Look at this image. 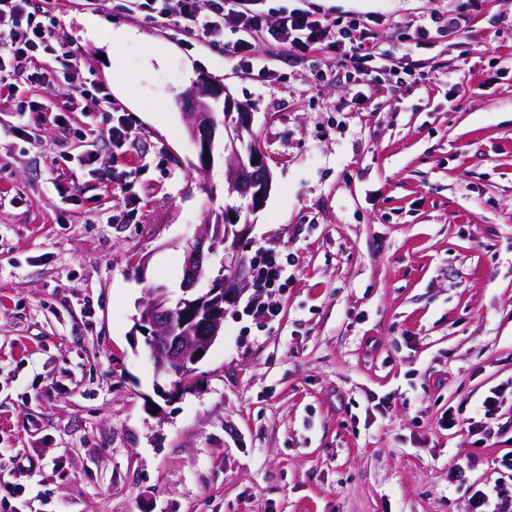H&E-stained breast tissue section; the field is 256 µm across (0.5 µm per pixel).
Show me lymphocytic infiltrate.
<instances>
[{
  "label": "lymphocytic infiltrate",
  "instance_id": "lymphocytic-infiltrate-1",
  "mask_svg": "<svg viewBox=\"0 0 512 512\" xmlns=\"http://www.w3.org/2000/svg\"><path fill=\"white\" fill-rule=\"evenodd\" d=\"M155 20L183 33L219 45L226 54L252 65V40L263 38L301 51L324 49L337 62L361 75L373 73L380 54L378 34L365 20L340 24L295 8L269 22L258 0H152ZM38 0H0V81L9 89L30 88L54 78H77L76 67L65 64L68 52L54 32L35 18ZM63 60L62 69H48L47 59Z\"/></svg>",
  "mask_w": 512,
  "mask_h": 512
}]
</instances>
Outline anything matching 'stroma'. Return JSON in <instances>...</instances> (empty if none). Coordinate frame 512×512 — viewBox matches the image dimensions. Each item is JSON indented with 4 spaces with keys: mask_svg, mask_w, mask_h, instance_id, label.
<instances>
[{
    "mask_svg": "<svg viewBox=\"0 0 512 512\" xmlns=\"http://www.w3.org/2000/svg\"><path fill=\"white\" fill-rule=\"evenodd\" d=\"M294 7L373 21L377 81L266 42L261 77L124 0H59L56 37L136 119L123 191L77 161L87 143L111 156L107 115L83 142L78 112L28 114L20 136L18 101L68 113L75 92L0 91V486L24 487L15 512H468L475 491L512 494V405L482 445L439 426L512 387V0H260ZM434 8L470 13L466 31L415 46ZM119 27L133 37L114 48ZM202 76L253 109L273 177L260 211L224 194L222 148L191 167L178 99ZM127 192L137 216L99 223ZM225 207L246 260L289 253L288 279L228 305L193 388L168 401L136 306L155 288L178 300L187 243ZM266 297L278 316L253 320Z\"/></svg>",
    "mask_w": 512,
    "mask_h": 512,
    "instance_id": "1",
    "label": "stroma"
}]
</instances>
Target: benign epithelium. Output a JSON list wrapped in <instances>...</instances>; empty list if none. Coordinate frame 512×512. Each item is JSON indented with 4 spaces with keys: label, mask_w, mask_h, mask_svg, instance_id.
<instances>
[{
    "label": "benign epithelium",
    "mask_w": 512,
    "mask_h": 512,
    "mask_svg": "<svg viewBox=\"0 0 512 512\" xmlns=\"http://www.w3.org/2000/svg\"><path fill=\"white\" fill-rule=\"evenodd\" d=\"M189 106L184 113L186 131L197 145L199 165L206 172L213 159L217 129L224 139V191L250 203L251 211L260 210L271 191L272 175L266 156L253 132L252 108L233 97L230 89L207 79L183 97ZM238 220L227 209L211 210L206 215L202 233L185 250L186 280L178 304H173L164 288L151 292L138 305L135 327L150 349L156 376L170 380L168 395H178L194 384V366L205 357L221 335L224 305L238 299L248 286L246 260L237 249L246 229H236ZM235 246L225 269L199 288L205 277L206 253L226 243Z\"/></svg>",
    "instance_id": "obj_1"
}]
</instances>
